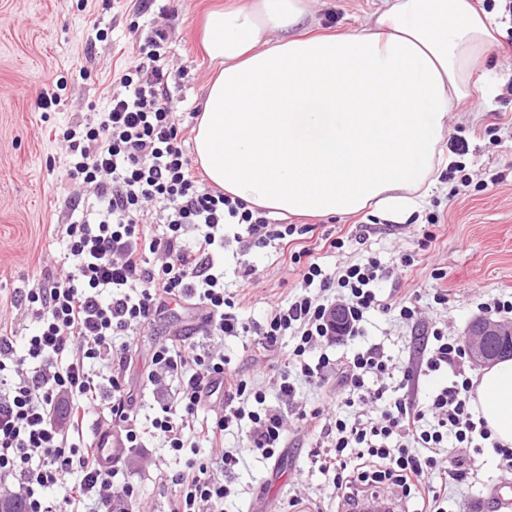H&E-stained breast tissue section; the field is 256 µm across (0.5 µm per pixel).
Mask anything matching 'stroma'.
I'll list each match as a JSON object with an SVG mask.
<instances>
[{"instance_id": "stroma-1", "label": "stroma", "mask_w": 512, "mask_h": 512, "mask_svg": "<svg viewBox=\"0 0 512 512\" xmlns=\"http://www.w3.org/2000/svg\"><path fill=\"white\" fill-rule=\"evenodd\" d=\"M226 0H158L147 13L137 11V0H0V323L21 343L36 327L22 316L19 289L42 280L62 267L64 245L60 225L70 223L71 196L91 201L89 190L64 181L65 149L56 130L84 121L107 106L119 69L133 47L153 26H166L167 57L181 75L170 87L180 115L185 150L193 148V128L213 67L199 42L204 14ZM367 0H315L308 24L314 32L338 33L366 24ZM57 94L60 103L50 110L38 107L44 92ZM449 134L465 138L469 151L461 162L477 180L463 188L445 180L432 189L424 207L403 224H394L371 211L335 218H315L313 240L343 238L334 253L318 252V261L333 270L358 262L371 249L387 267L386 290L419 299L424 307L423 326L409 328L396 317L373 314L368 341L403 360L420 342L424 326H438L449 337L462 339L468 324L479 317V303L512 297V97L487 99L475 88L467 111L448 116ZM440 216L435 240L426 250L417 241L429 214ZM224 249V284L236 292L240 312L249 321L264 319L268 305L287 300L301 277L296 267L268 247L240 253L233 236ZM417 255L415 265L397 269L399 253ZM254 265L247 285H240V262ZM446 277L435 280L434 269ZM448 292L437 304L435 289ZM197 316L191 307L178 308L131 342L134 364L132 386L141 423L157 410L153 388L142 379L151 363L155 344L181 342L195 335ZM291 337H283L278 351H258L253 339L228 338L224 356L233 367L275 401L274 382ZM309 440L291 430L288 446L278 462L259 460L241 471L231 489L232 512H273L290 490L316 500L323 512H336L333 487L313 472L308 459ZM208 454L204 442L175 455L160 448L158 439L145 434L144 446L119 461V483L134 487L127 512H167L176 488L165 477L183 468L186 459ZM507 473L497 460H489L472 483L469 496L449 484V501L461 502L462 512H512L497 494Z\"/></svg>"}]
</instances>
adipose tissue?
<instances>
[{"instance_id":"obj_1","label":"adipose tissue","mask_w":512,"mask_h":512,"mask_svg":"<svg viewBox=\"0 0 512 512\" xmlns=\"http://www.w3.org/2000/svg\"><path fill=\"white\" fill-rule=\"evenodd\" d=\"M313 3L231 0L207 14L203 47L217 72L193 130L196 161L253 210L370 208L406 221L450 165L448 115L481 83L500 24L476 0H373L364 29L310 35ZM471 407L511 448L512 359L482 370Z\"/></svg>"}]
</instances>
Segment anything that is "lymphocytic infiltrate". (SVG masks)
I'll use <instances>...</instances> for the list:
<instances>
[{
    "mask_svg": "<svg viewBox=\"0 0 512 512\" xmlns=\"http://www.w3.org/2000/svg\"><path fill=\"white\" fill-rule=\"evenodd\" d=\"M168 32L155 27L147 45L119 77L104 111L64 128L68 181L92 185L95 200L65 225L66 268L20 293L37 329L15 348L0 332V494L23 499L25 512H62L50 488L68 485L69 503L86 512H116L134 490L115 484L95 441L85 435L90 416L116 429L127 449L142 447L130 384L133 356L115 346L136 336L170 305L201 310L206 337H256L276 351L292 336L275 390L297 403L301 386L325 391L347 409L330 418L325 406L283 414L229 366L223 355L195 342L154 349L146 377L158 396L151 421L163 447L178 453L193 437L207 443L206 460H187L170 481L178 486L169 512H222L229 485L249 460L279 458L290 424L304 425L310 462L326 476L339 505L369 488L395 489L409 512H450L437 480L457 485L485 464L493 450L512 470V448L494 444L471 407L473 383L462 343L432 328L415 356L397 361L372 345L330 357L322 344L357 340L372 311L396 313L415 326L416 300L382 296L386 269L374 254L329 271L302 241L306 224H276L223 190L206 186L183 147L181 127L168 97L178 72L165 56ZM244 226L249 248L272 245L301 269L297 292L274 303L263 324L239 314L236 294L224 289V227ZM347 314L344 332L331 319ZM103 373H96L95 365ZM448 372L450 380L419 393L420 376ZM177 386H169V378ZM211 416L197 420L200 408ZM249 423L248 445L227 450L224 441ZM462 447L444 467L439 451Z\"/></svg>",
    "mask_w": 512,
    "mask_h": 512,
    "instance_id": "1",
    "label": "lymphocytic infiltrate"
}]
</instances>
